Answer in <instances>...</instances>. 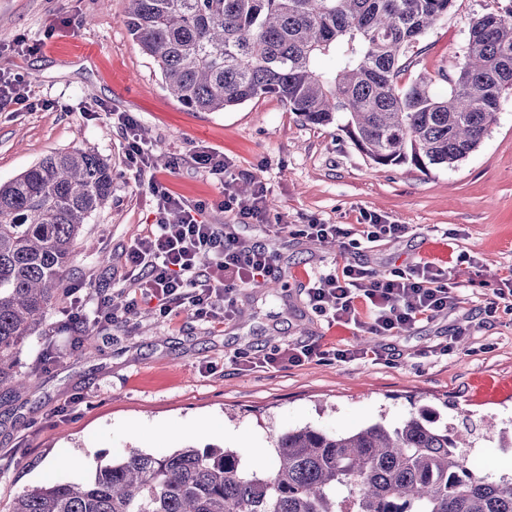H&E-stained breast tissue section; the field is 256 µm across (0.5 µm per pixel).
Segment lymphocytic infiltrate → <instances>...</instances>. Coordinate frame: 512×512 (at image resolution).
Listing matches in <instances>:
<instances>
[{
	"instance_id": "f902f5d3",
	"label": "lymphocytic infiltrate",
	"mask_w": 512,
	"mask_h": 512,
	"mask_svg": "<svg viewBox=\"0 0 512 512\" xmlns=\"http://www.w3.org/2000/svg\"><path fill=\"white\" fill-rule=\"evenodd\" d=\"M117 121L125 135L126 155L157 201V218L150 232L135 239L126 252L127 262L140 276L123 310H116L108 299L93 306L78 300L69 313L71 323L79 328L96 326L121 315L130 316L143 303L155 304L163 315L187 311L215 326L231 321L237 313L233 291L260 284L274 274L275 252L264 245L241 247L235 224L203 223L204 202L175 195L155 179L151 152L137 136L136 121L128 115L118 116ZM203 254L209 258L204 266L199 263ZM306 296L312 310L347 324L358 323L357 304L365 302L371 328L379 335L434 319L458 303L445 271L427 264L377 279L365 266L348 262L342 269L310 278ZM329 355L346 362L366 358L367 353L344 349L329 354L313 344H287L260 358L237 354L230 362L249 370L298 365Z\"/></svg>"
}]
</instances>
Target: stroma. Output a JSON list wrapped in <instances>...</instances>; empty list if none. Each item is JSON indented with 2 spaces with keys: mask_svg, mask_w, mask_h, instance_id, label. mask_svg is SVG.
<instances>
[{
  "mask_svg": "<svg viewBox=\"0 0 512 512\" xmlns=\"http://www.w3.org/2000/svg\"><path fill=\"white\" fill-rule=\"evenodd\" d=\"M512 0H457L420 43L409 71L439 78L454 71L475 18ZM125 0H0V74L21 75L45 107L0 110V183L45 156L74 147L112 166V196L84 231V248L46 322L14 359L35 370V389L16 396L0 384V512L20 493L55 480H86L97 461L134 450L167 452L186 444L235 449L271 470L272 437L309 425L357 430L402 421L422 408L452 424L467 418L496 434L468 449L482 473L512 478V297H495L512 271V92L481 145L451 168L379 167L337 125L312 126L273 96L222 112L186 110L165 89L154 60L129 35ZM138 122L157 160L156 178L205 202L204 218L230 224L225 195L258 180L267 188L268 224L239 227L240 243L277 254L275 288L235 290L238 314L212 327L189 313L163 317L141 306L131 322L96 327L69 350L72 286L83 296H121L134 282L126 250L155 222L156 200L134 179L116 114ZM197 150L223 154L216 180L199 168ZM404 224L397 240L355 244L363 216ZM285 225L274 235L269 224ZM303 224H341L349 237L319 242L298 236ZM108 256L99 263L98 253ZM375 276L430 263L455 283L448 313L389 335L368 325L328 321L309 306L310 276L346 262ZM456 337L452 352L429 349ZM284 343L326 350L380 351L379 360L309 361L236 370L237 353L260 357Z\"/></svg>",
  "mask_w": 512,
  "mask_h": 512,
  "instance_id": "stroma-1",
  "label": "stroma"
}]
</instances>
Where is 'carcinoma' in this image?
I'll return each mask as SVG.
<instances>
[{
    "instance_id": "obj_1",
    "label": "carcinoma",
    "mask_w": 512,
    "mask_h": 512,
    "mask_svg": "<svg viewBox=\"0 0 512 512\" xmlns=\"http://www.w3.org/2000/svg\"><path fill=\"white\" fill-rule=\"evenodd\" d=\"M455 0H127L125 26L193 112L275 96L306 124L341 131L374 164L453 167L512 91V6L472 22L443 85L402 82L415 48ZM336 59L323 70L318 60ZM112 196L111 165L73 148L0 184V384L36 379L8 363L42 326L87 219ZM460 433L421 411L353 432L311 426L271 443L273 471L237 451L187 445L98 464L85 481L17 495L11 512H512V478L464 472Z\"/></svg>"
}]
</instances>
